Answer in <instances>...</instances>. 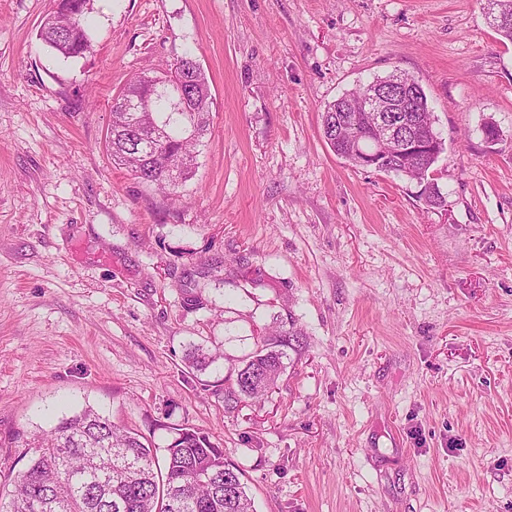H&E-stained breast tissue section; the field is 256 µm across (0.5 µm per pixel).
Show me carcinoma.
<instances>
[{
	"instance_id": "obj_1",
	"label": "carcinoma",
	"mask_w": 512,
	"mask_h": 512,
	"mask_svg": "<svg viewBox=\"0 0 512 512\" xmlns=\"http://www.w3.org/2000/svg\"><path fill=\"white\" fill-rule=\"evenodd\" d=\"M93 0H64L49 13L39 29V39L57 55L69 59L91 50L88 18ZM195 57L186 53L172 64L183 78L185 95L194 110L193 120L181 111L177 91L166 83H151L139 77L124 87L112 101L111 123L106 148L112 161L130 170L135 178L168 195L192 173L193 166L171 177L170 166L195 162L197 147L203 145L211 122V92L203 69H194ZM392 73L377 78L329 103L322 115V135L332 150L347 159L355 145L336 142V125L354 116L366 129L364 113L350 112L359 97L376 83L405 78ZM125 98L144 99L141 112H125L118 102ZM165 135L153 138L154 125ZM439 161L432 154L409 171L410 178L429 180ZM183 306L205 309L211 300L204 288L183 289ZM275 334L254 332L252 347L237 358V365L224 376V404L231 408L244 399H259L276 382L292 361L291 354L302 349V330L288 314L275 318ZM193 372L224 368V352L191 344L184 356ZM172 440L163 459L157 448L143 442L141 435L128 431L86 405L61 418L50 430L32 434L27 442L31 456L18 472L12 489L0 491V512H255L254 502L241 481V472L224 461V449L210 436L192 427H171Z\"/></svg>"
}]
</instances>
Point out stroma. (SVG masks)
Masks as SVG:
<instances>
[{
  "label": "stroma",
  "instance_id": "35a3bbf8",
  "mask_svg": "<svg viewBox=\"0 0 512 512\" xmlns=\"http://www.w3.org/2000/svg\"><path fill=\"white\" fill-rule=\"evenodd\" d=\"M54 6L0 0V487L89 404L160 447L209 433L257 512H512V44L483 0H94L71 59L38 38ZM187 51L213 120L174 200L104 139L127 81ZM397 70L445 141L440 206L322 136ZM212 257L225 283L188 311ZM288 312L305 347L262 400L185 366Z\"/></svg>",
  "mask_w": 512,
  "mask_h": 512
}]
</instances>
